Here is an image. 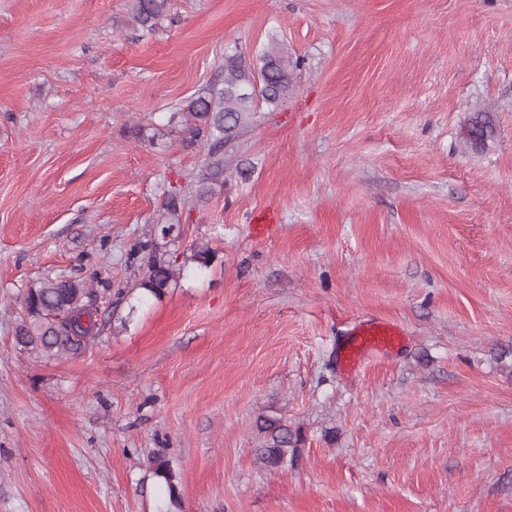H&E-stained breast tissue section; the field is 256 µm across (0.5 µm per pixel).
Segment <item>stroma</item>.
I'll use <instances>...</instances> for the list:
<instances>
[{
	"label": "stroma",
	"instance_id": "obj_1",
	"mask_svg": "<svg viewBox=\"0 0 512 512\" xmlns=\"http://www.w3.org/2000/svg\"><path fill=\"white\" fill-rule=\"evenodd\" d=\"M129 5L0 0V512H512V0H171L150 36ZM273 40L295 90L198 202L182 111ZM174 191L183 273L129 310ZM59 276L97 341L19 349ZM371 319L403 344L341 370ZM262 414L305 435L285 468ZM152 469L154 474L162 479L167 486L169 499L173 501L177 496V483L176 475L171 466V463L165 456L157 454L151 459Z\"/></svg>",
	"mask_w": 512,
	"mask_h": 512
}]
</instances>
